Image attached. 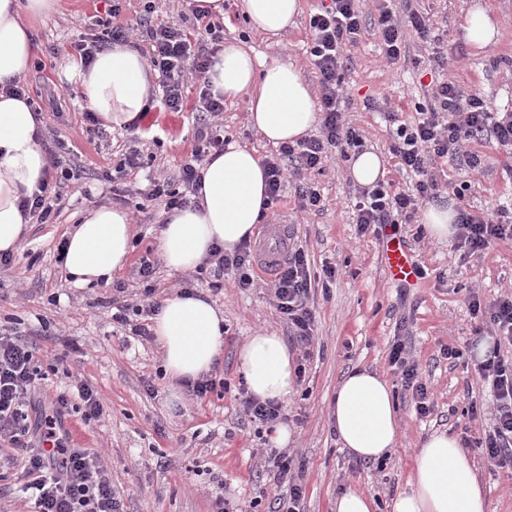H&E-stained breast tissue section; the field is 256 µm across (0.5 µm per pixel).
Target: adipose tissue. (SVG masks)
Returning a JSON list of instances; mask_svg holds the SVG:
<instances>
[{"instance_id":"obj_1","label":"adipose tissue","mask_w":512,"mask_h":512,"mask_svg":"<svg viewBox=\"0 0 512 512\" xmlns=\"http://www.w3.org/2000/svg\"><path fill=\"white\" fill-rule=\"evenodd\" d=\"M59 0H0V252L16 251L27 221L19 208L32 195L47 166L39 137L41 121L26 99L6 89L20 80L35 51L33 24L54 14ZM250 29L280 38L294 27L301 0H239ZM476 51L496 45L501 29L492 6L476 0L460 25ZM213 92L233 102L247 99L249 121L263 138L293 142L318 121V104L300 70L286 61L266 63L238 40L225 42L208 72ZM61 82L75 86L85 107L110 131L124 130L147 107L154 76L138 50L113 45L91 65L69 55ZM265 167L255 151L230 143L210 157L203 170L198 205L167 213L158 248L175 271L196 269L213 247L236 250L252 239L267 212ZM134 231L129 213L102 205L87 210L66 234L64 271L72 286L111 281L127 263ZM151 330L162 352L169 387L210 373L224 352V313L202 291L165 298ZM237 369L259 401L287 403L297 377L287 344L274 333L258 332L241 345ZM331 416L339 446L365 461L391 456L399 446L400 419L394 388L378 371L354 367L338 382ZM334 512H490L477 467L448 432L437 431L412 454L406 487L381 503L349 490L337 496Z\"/></svg>"}]
</instances>
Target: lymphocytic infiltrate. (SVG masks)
<instances>
[{"label": "lymphocytic infiltrate", "instance_id": "lymphocytic-infiltrate-1", "mask_svg": "<svg viewBox=\"0 0 512 512\" xmlns=\"http://www.w3.org/2000/svg\"><path fill=\"white\" fill-rule=\"evenodd\" d=\"M152 12L153 6L147 2L139 29L113 26L103 34L81 37L73 48L88 63L108 46L130 43L136 36H143L148 44L146 61L159 76L161 106L170 112L182 111L188 94H195L196 109L204 121L196 132L189 159L181 166L177 180H150L143 193L146 202L160 200L166 209H181L193 203L202 187V162L211 152L224 149V98L212 93L206 77L210 67L206 47L223 42L224 28L213 22L197 33L181 25L155 24L151 21ZM309 28V56L318 79L322 112L320 128L311 137L280 145L266 161L270 202H278L282 187L289 180L295 186L297 209L304 213L321 202L311 174L320 167L329 149H336L341 158L347 159L363 145L361 132L347 120L350 98L345 87L346 52L365 30L359 0H331L311 15ZM372 30L381 40L389 63L400 61L406 41L413 38L431 45L432 69L441 72L448 64L441 40L434 35L424 13L414 11L400 18L386 0H381ZM488 138L501 148L512 150V110L492 111L480 94L465 92L447 79L437 82L428 103L416 104L412 121L398 123L392 134L391 154L417 178L413 192L398 191L392 184L382 182L361 190L355 204L360 232L410 223L419 204L437 197L444 188L437 175L438 160L462 156L471 170L481 171L482 157L470 146ZM62 146V140L56 137L45 143L48 165L44 175L33 195L21 201L24 214L40 224L49 221L61 199V186L72 178L69 168L62 164ZM511 239V207L500 205L480 215L461 209L455 234V249L461 259L481 255L492 241ZM210 262L214 267V291L222 290L229 273L233 274L236 287L244 290L255 287L258 281L250 243H243L231 255L214 248ZM338 274L336 265L326 264L321 275H311L304 251L292 247L269 280L275 309L298 347H310L314 340L315 311L310 304L314 284L329 288ZM469 306L476 322L475 335L489 337L494 343L491 351L473 361L474 372L492 392L493 426L481 437L465 439L464 445L482 449L494 466L512 470V358H505L499 351L501 343L512 344V289L489 303L478 293H471ZM37 353L36 343L25 335L0 333V440L8 442L16 452L24 478L22 492L31 503V512H125L101 451L65 447L57 435L62 416L74 407L72 398H79L76 407L84 422L102 418L104 405L89 384L80 381L76 394L56 395L50 413L40 422L42 446L34 448L26 401L45 378ZM388 363L399 374L402 389L410 393L417 414L429 415V387L404 339L394 340ZM268 459L278 485L285 488L275 498L274 512H301L304 486L301 473L292 466L293 456L274 450Z\"/></svg>", "mask_w": 512, "mask_h": 512}]
</instances>
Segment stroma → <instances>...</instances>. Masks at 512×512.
I'll use <instances>...</instances> for the list:
<instances>
[{"label": "stroma", "instance_id": "obj_1", "mask_svg": "<svg viewBox=\"0 0 512 512\" xmlns=\"http://www.w3.org/2000/svg\"><path fill=\"white\" fill-rule=\"evenodd\" d=\"M224 37L239 39L265 60L289 61L309 84H316L306 55L310 41L309 17L321 0H302L294 28L280 42L268 43L252 32L240 14L237 0H224ZM472 0H394L398 15L418 10L427 13L448 50V79L465 91L485 96L489 106L512 107V0H489L502 26L497 45L475 53L460 36L463 13ZM107 0H60L57 13L35 22L38 47L34 66L23 78L33 92L50 94L54 105L44 108V129L53 130L66 143L65 156L74 164V180L63 191L55 217L47 224H28L14 264L0 270V329L20 331L36 342L38 357L49 374L28 397L32 420L48 410L56 390L67 378L92 385L106 413L101 421L86 423L80 414L63 419L59 436L69 448L102 451L115 488L124 498L126 512H214L217 499L239 502L247 512H269L277 488L264 464L268 446L264 426L250 422L234 393L198 398L181 389L171 399L161 371V354L153 342L132 335L113 321L114 304H141L142 285L134 275L135 260L145 250H157L161 220L135 225L132 259L112 277L111 284L75 288L62 268L57 246L82 213L101 204L120 203L134 210L151 175L177 177L189 158L197 127L195 98L182 111L152 109L143 113L132 131L112 132L92 125L75 87L58 78L63 56L77 37L74 23L85 20L87 31L100 33L97 21L105 17ZM426 50L409 41L396 64L387 63L380 39L365 33L349 53L346 86L352 101L348 121L361 131L366 148L386 154L387 182L405 188L412 176L389 157L390 124L384 113L364 109L367 98L388 99L411 119L415 102L428 97V77L420 61ZM224 133L267 157L274 145L265 141L248 122L246 101L224 104ZM151 148L142 169L124 179V194H113L105 180L121 160L132 139ZM482 154V173H472L463 163L443 165L447 179L467 182L466 201L478 214L496 204L512 202V153L494 141L475 144ZM350 164L332 154L317 182L323 202L319 211L303 215L295 209L292 187L273 204L259 225L266 234L272 225L284 224L292 243L302 246L312 272L332 263L341 275L328 291H315L313 360L306 367L296 393L285 408L293 432L287 445L302 468L304 512H332L337 493L359 490L387 500L405 485L412 452L429 434L445 430L456 435L479 436L490 429L492 397L487 385L467 368L477 342L471 333L469 290H479L484 300L496 298L512 286V241L491 246L478 259L461 263L453 243L440 242L423 233L419 222L401 227L420 266L423 280L415 288L392 287L386 278L379 239L360 233L353 200L360 185L349 175ZM59 303H52V295ZM224 311V356L215 368L217 377L238 385L235 350L255 332L265 330L287 336L288 326L272 306L268 288L239 291L225 278L223 292L214 294ZM404 337L414 360L431 382L434 411L416 415L408 397H400L401 444L384 465L360 461L336 442L330 402L343 374L355 366H368L384 374L392 385L400 379L388 364L395 337ZM72 342L83 351L81 361L65 357L63 345ZM462 351L459 360L442 358V346ZM154 390H147V383ZM483 405L481 415H467L469 402ZM484 485L490 512H512V471L496 468L472 449Z\"/></svg>", "mask_w": 512, "mask_h": 512}]
</instances>
